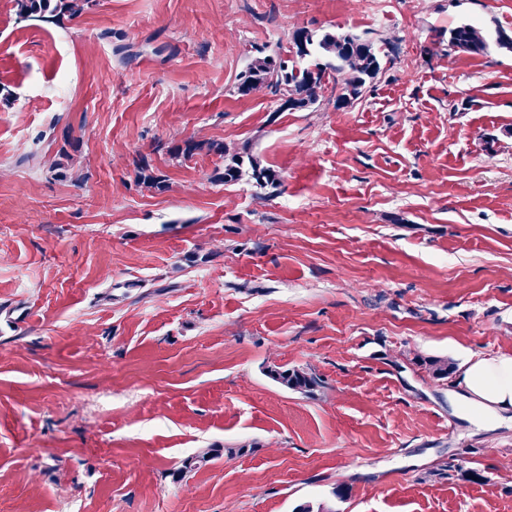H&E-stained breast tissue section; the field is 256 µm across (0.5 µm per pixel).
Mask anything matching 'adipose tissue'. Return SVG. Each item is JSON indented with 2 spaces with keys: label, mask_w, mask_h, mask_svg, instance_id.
Segmentation results:
<instances>
[{
  "label": "adipose tissue",
  "mask_w": 512,
  "mask_h": 512,
  "mask_svg": "<svg viewBox=\"0 0 512 512\" xmlns=\"http://www.w3.org/2000/svg\"><path fill=\"white\" fill-rule=\"evenodd\" d=\"M463 391L453 398L482 422L494 425L512 421V355L476 356L463 371Z\"/></svg>",
  "instance_id": "obj_1"
}]
</instances>
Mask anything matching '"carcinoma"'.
Segmentation results:
<instances>
[{"label":"carcinoma","mask_w":512,"mask_h":512,"mask_svg":"<svg viewBox=\"0 0 512 512\" xmlns=\"http://www.w3.org/2000/svg\"><path fill=\"white\" fill-rule=\"evenodd\" d=\"M85 0H16L19 14L26 17H45L47 14H81ZM448 50L466 55H482L490 45L512 53V31L498 28L494 41L480 27L462 23L440 31ZM292 54L283 58L258 49L247 70L235 86L241 97L270 92L280 95L276 111H299L315 104L319 93L328 83L341 85L336 96V108L348 106L361 97L372 86L382 70V52L370 38L349 31L314 34L302 28L291 35ZM217 153L223 157L224 170L214 174V180L235 182L246 171L257 184L276 188L281 184L279 172L262 167L253 157H244L239 152L228 153L224 144L206 139L190 138L172 146L170 154L175 159L186 161L201 150ZM137 182L163 189L164 180L155 175L147 157L141 155L133 161ZM428 375L436 381L448 379L455 371L452 362L446 359H424L421 362ZM269 376L287 389L300 393H311L320 385L312 370L284 368L273 365Z\"/></svg>","instance_id":"obj_1"}]
</instances>
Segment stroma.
<instances>
[{
	"label": "stroma",
	"mask_w": 512,
	"mask_h": 512,
	"mask_svg": "<svg viewBox=\"0 0 512 512\" xmlns=\"http://www.w3.org/2000/svg\"><path fill=\"white\" fill-rule=\"evenodd\" d=\"M461 22L512 0H0V512H512V424L419 364L512 354V54H447ZM300 27L369 33L376 84L237 96ZM197 135L282 186L172 158ZM86 0H16L19 14L26 17H42L46 14L68 13L70 16L81 14ZM55 13V14H54ZM246 154V153H245ZM247 155L249 170L251 172V177L256 181L260 186H270L273 188L278 187L281 184V175L279 172L267 168L261 167L260 164L252 157ZM268 373L278 384L300 393H312L320 385L318 377L311 369L284 368L273 365L270 366Z\"/></svg>",
	"instance_id": "obj_1"
}]
</instances>
